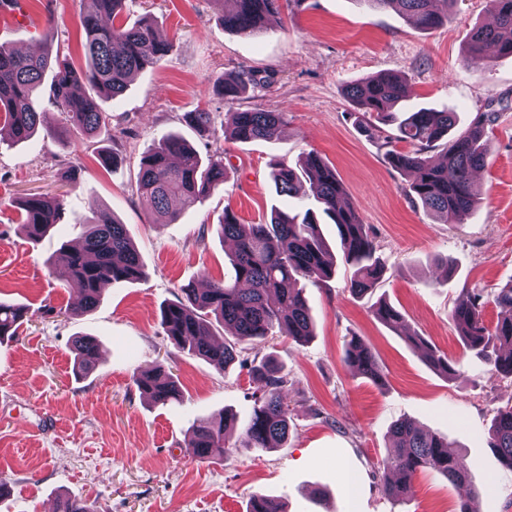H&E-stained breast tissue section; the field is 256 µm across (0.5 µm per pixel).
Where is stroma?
Instances as JSON below:
<instances>
[{
    "instance_id": "35a3bbf8",
    "label": "stroma",
    "mask_w": 512,
    "mask_h": 512,
    "mask_svg": "<svg viewBox=\"0 0 512 512\" xmlns=\"http://www.w3.org/2000/svg\"><path fill=\"white\" fill-rule=\"evenodd\" d=\"M20 2L23 18L0 9V43L40 51L50 24L71 64L85 67L84 0ZM220 15L212 0H128L121 22L150 17L173 49L118 100L104 102L109 133L85 134L43 96L44 130L25 142L0 140V301L34 314L16 339L0 344V479L12 486L0 512H53L64 495L95 512H248L255 495L278 499L286 512H456L460 489L431 471L418 474L406 501L383 495L389 428L400 419L455 441L479 492L477 512H512V473L489 435L497 408L512 405V380L489 378L451 321L457 303L512 280V56L490 51L482 65L463 61L472 29L492 21L487 0H458L448 22L429 31L398 9L362 0H291L256 36L226 30ZM246 69L260 81L238 99L213 93L224 75ZM384 72L406 77L411 104L456 112L458 129L477 113H496L490 157L475 175L483 201L465 223H442L410 197L409 175L385 157L386 146L409 148L395 123L374 134L359 127L343 89ZM199 108L214 117L203 136L184 119ZM244 109L282 112L286 123L268 140L225 136V113ZM166 134L187 140L201 158L221 154L227 177L176 223L157 226L136 182L141 156ZM308 152L335 169L387 271L357 298L347 289L350 267L337 263L330 279L304 286L312 338L267 346L288 374L284 447L196 460L184 448L194 424L224 409L247 422L256 351L239 343L235 361L217 370L164 335L160 309L182 287L232 275L230 246L217 232L225 209L241 223H264L289 202L274 190L270 163ZM106 153L116 165H102ZM37 192L63 193L64 210L59 225L33 242L16 201ZM94 205L125 224L146 276L107 285L95 310L64 318L59 309L76 297L64 270L46 261L61 244L81 241L78 222ZM446 256L456 266L449 278L439 265ZM382 300L406 328L461 362L456 379L432 369L375 316ZM353 335L373 350L382 383L348 367ZM79 336L99 344L86 375L73 369ZM159 364L172 365L182 402L154 405L134 385V372ZM340 461L356 476L354 491L340 480Z\"/></svg>"
}]
</instances>
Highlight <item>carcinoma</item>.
Listing matches in <instances>:
<instances>
[{"mask_svg":"<svg viewBox=\"0 0 512 512\" xmlns=\"http://www.w3.org/2000/svg\"><path fill=\"white\" fill-rule=\"evenodd\" d=\"M224 5V28L239 33L259 34L268 16L288 6L290 0H212ZM371 7L396 6L421 30H430L448 20L456 0H363ZM124 0H87L81 18L85 34L86 67L75 71L60 51L54 50V30L43 34L46 49L39 55L23 54L0 45V112L5 114L10 138L19 142L38 130L41 112L37 100L43 93L57 109L88 134L108 128L111 116L102 103L123 95L129 78L160 62L172 44L158 36L149 22L115 24ZM495 17L492 26L473 29L464 61L476 64L484 59L487 47L500 55L512 56V0H488ZM49 86H44L47 73ZM255 81L251 72L226 77L213 92L226 100L243 94ZM345 98L356 109L357 120L371 127V118L381 123L395 120L397 105L406 100L405 81L391 73L369 77L344 89ZM285 113L263 110L227 112L224 125L240 142L269 139L283 125ZM456 113L420 108L408 111L399 123V140L409 143L407 152H387L392 165L410 174V195L423 209L448 224H462L478 205L472 181L475 170L487 163L490 144L487 127L496 120L494 112H479L465 131L449 136ZM186 119L200 132L211 130V113L196 110ZM444 142L439 159L428 152ZM224 157L213 156L202 162L197 151L184 140L161 137L141 158L138 192L153 210L155 224H171L177 211L169 202L179 198L192 206L224 184ZM270 179L280 195H293L303 182L309 183L322 213L333 224L344 262L353 268L349 291L361 297L371 291L385 274V264L376 256L377 245L349 204L338 205L344 187L336 171L316 154L300 157L295 164L274 162ZM63 195L49 193L22 198L19 209L21 228L36 242L55 228L63 213ZM84 223L80 247L65 244L47 259L50 268L62 266L69 273V287L78 297L66 313L77 315L93 310L102 287L108 283L138 281L145 276L141 257L124 224L114 217L97 214ZM220 235L233 246L231 282H212L199 291L190 286L161 310L164 334L181 349L203 357L214 368L224 370L236 358V344L212 339L214 324L230 330L239 342H262L274 334L296 342L313 335L310 310L303 289L288 284L300 279L318 283L335 272L336 261L318 229L316 214L300 215L290 207L274 208L264 224H241L237 217H224ZM499 309L494 327L485 325L486 304ZM377 318L393 330L402 324L401 313L385 301L378 303ZM32 320L29 308L0 302V342L17 336L20 327ZM451 320L459 330L465 349L482 356L490 377L512 379V283L486 294L476 293L472 301L455 306ZM407 341L426 353L427 363L448 379L459 374L458 363L430 348L417 333L406 332ZM75 370L93 371L98 346L88 337L73 344ZM347 362L374 382L381 374L371 349L357 336L347 344ZM133 381L152 403L167 405L180 400L173 374L157 365L149 372H137ZM254 407L241 431L240 444L229 443L235 418L221 412L192 427L185 449L201 461L222 457L242 446L255 450L282 447L290 428L286 387L288 373L268 355L252 369ZM392 453L383 461L382 492L392 501L404 500L418 473L431 470L463 489L459 512H475L477 492L469 487V467L446 435L427 431L415 422L402 419L390 427ZM491 447L502 467L512 472V406L500 408L494 417ZM56 512H94L86 502L71 497L57 501Z\"/></svg>","mask_w":512,"mask_h":512,"instance_id":"cac0c4a2","label":"carcinoma"}]
</instances>
